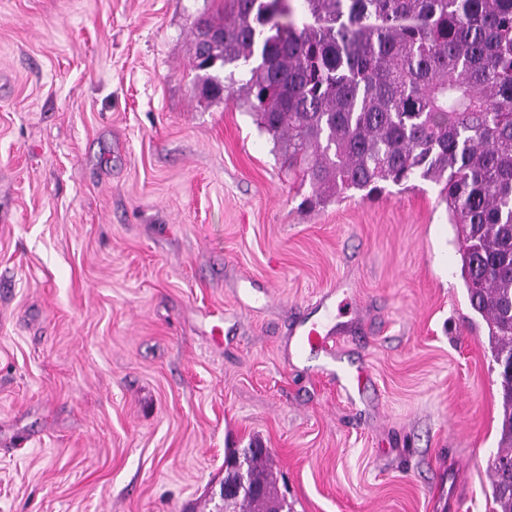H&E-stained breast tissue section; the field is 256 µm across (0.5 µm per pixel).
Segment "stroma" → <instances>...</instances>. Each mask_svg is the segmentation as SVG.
I'll return each mask as SVG.
<instances>
[{"label": "stroma", "mask_w": 512, "mask_h": 512, "mask_svg": "<svg viewBox=\"0 0 512 512\" xmlns=\"http://www.w3.org/2000/svg\"><path fill=\"white\" fill-rule=\"evenodd\" d=\"M223 16L0 0V512H213L256 443L288 512H493L500 379L438 186L301 208L246 107L195 89ZM298 346L301 349L307 350L320 346L322 349L331 352L334 345L330 344L327 334L319 324H310L301 329L298 335Z\"/></svg>", "instance_id": "obj_1"}]
</instances>
